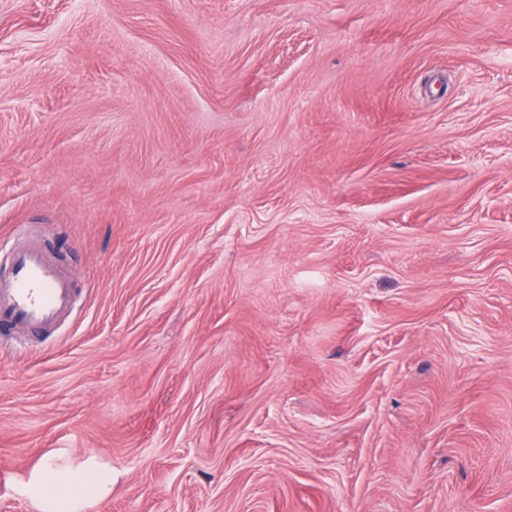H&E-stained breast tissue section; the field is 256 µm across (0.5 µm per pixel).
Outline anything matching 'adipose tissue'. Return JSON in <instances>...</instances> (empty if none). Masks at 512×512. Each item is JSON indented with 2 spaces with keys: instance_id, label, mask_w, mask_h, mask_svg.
I'll return each mask as SVG.
<instances>
[{
  "instance_id": "1",
  "label": "adipose tissue",
  "mask_w": 512,
  "mask_h": 512,
  "mask_svg": "<svg viewBox=\"0 0 512 512\" xmlns=\"http://www.w3.org/2000/svg\"><path fill=\"white\" fill-rule=\"evenodd\" d=\"M28 490L40 512H54L64 502V512H88L93 504L112 493V471L107 466L86 463L75 468L46 466L34 471Z\"/></svg>"
}]
</instances>
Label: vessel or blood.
<instances>
[{
  "instance_id": "obj_1",
  "label": "vessel or blood",
  "mask_w": 512,
  "mask_h": 512,
  "mask_svg": "<svg viewBox=\"0 0 512 512\" xmlns=\"http://www.w3.org/2000/svg\"><path fill=\"white\" fill-rule=\"evenodd\" d=\"M9 257L10 275L0 280V329L48 332L75 304L70 282L41 248L18 246Z\"/></svg>"
}]
</instances>
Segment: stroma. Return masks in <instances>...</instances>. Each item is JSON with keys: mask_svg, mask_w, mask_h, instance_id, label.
<instances>
[{"mask_svg": "<svg viewBox=\"0 0 512 512\" xmlns=\"http://www.w3.org/2000/svg\"><path fill=\"white\" fill-rule=\"evenodd\" d=\"M0 512H512V0H0ZM9 257L10 275L0 280V329L45 334L72 310L71 284L42 248L16 245ZM28 492L41 512H56L58 500L64 502V512H85L112 494V470L97 463L76 468L49 465L33 472Z\"/></svg>", "mask_w": 512, "mask_h": 512, "instance_id": "stroma-1", "label": "stroma"}]
</instances>
